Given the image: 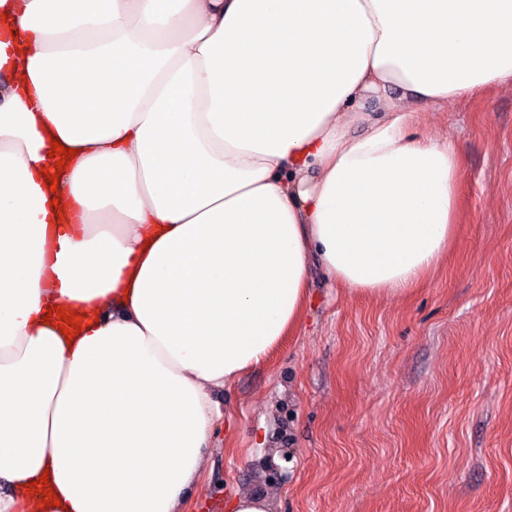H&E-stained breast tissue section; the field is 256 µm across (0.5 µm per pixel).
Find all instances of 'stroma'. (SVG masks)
Returning a JSON list of instances; mask_svg holds the SVG:
<instances>
[{"label": "stroma", "instance_id": "obj_1", "mask_svg": "<svg viewBox=\"0 0 512 512\" xmlns=\"http://www.w3.org/2000/svg\"><path fill=\"white\" fill-rule=\"evenodd\" d=\"M417 110L460 149L451 251L406 297L313 273L298 326L225 389L188 512H512V86ZM229 510L228 512H270L266 498L259 494L236 495Z\"/></svg>", "mask_w": 512, "mask_h": 512}]
</instances>
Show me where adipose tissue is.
<instances>
[{
	"label": "adipose tissue",
	"mask_w": 512,
	"mask_h": 512,
	"mask_svg": "<svg viewBox=\"0 0 512 512\" xmlns=\"http://www.w3.org/2000/svg\"><path fill=\"white\" fill-rule=\"evenodd\" d=\"M510 80L512 0H0V512H185L311 266L399 297L447 253L416 105Z\"/></svg>",
	"instance_id": "1"
}]
</instances>
